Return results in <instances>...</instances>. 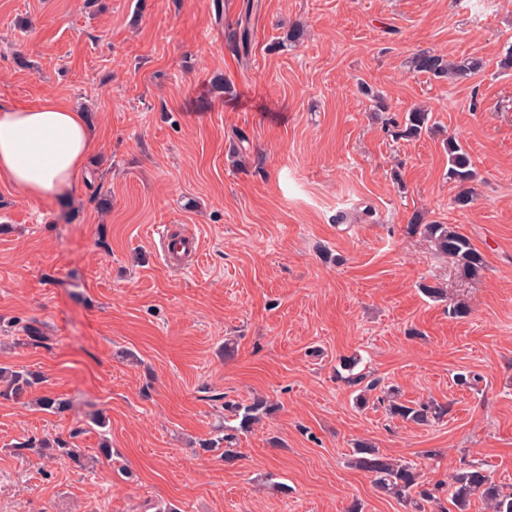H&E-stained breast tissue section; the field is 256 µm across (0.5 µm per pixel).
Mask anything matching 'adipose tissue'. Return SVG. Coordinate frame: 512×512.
I'll return each instance as SVG.
<instances>
[{
    "mask_svg": "<svg viewBox=\"0 0 512 512\" xmlns=\"http://www.w3.org/2000/svg\"><path fill=\"white\" fill-rule=\"evenodd\" d=\"M95 141L82 112L61 98L0 104V180L39 200L71 188Z\"/></svg>",
    "mask_w": 512,
    "mask_h": 512,
    "instance_id": "1",
    "label": "adipose tissue"
}]
</instances>
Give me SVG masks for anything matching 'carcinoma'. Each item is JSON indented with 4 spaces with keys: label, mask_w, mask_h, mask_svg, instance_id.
<instances>
[{
    "label": "carcinoma",
    "mask_w": 512,
    "mask_h": 512,
    "mask_svg": "<svg viewBox=\"0 0 512 512\" xmlns=\"http://www.w3.org/2000/svg\"><path fill=\"white\" fill-rule=\"evenodd\" d=\"M254 9V0H244L240 22L236 28L229 30L228 37L242 56H248L252 41L253 30L250 17ZM413 70L428 74L436 79H450L454 82L464 80L479 72L482 62L476 58H462L449 61L444 56L432 51H420L411 59ZM430 112L415 107L405 113L402 133L406 137H417L430 132ZM444 150L448 154V178L458 187L454 199L455 204L465 209L473 201V191L470 183L476 178L474 164L468 152L463 148L459 139L450 135L444 139ZM411 233L419 230L434 244L436 249L457 261L461 273L470 279L478 277L484 269V260L480 252L471 244L469 239L457 232L448 224H412L408 226ZM40 374L25 369L14 370L0 367V397L19 402L38 384ZM232 416L239 419L242 428H248L260 418V415L272 411L267 402L255 399L247 405H227ZM387 411L393 417L400 418L418 425H428L441 420L448 414V408L433 401L419 402L407 405L402 402L390 401ZM35 444L28 442L23 447ZM35 446L51 448L53 446L72 460L80 456V449L59 440L44 439ZM352 464L374 477L376 486L389 495H393L411 506V512H428L429 505L438 501L439 486H428L420 481L416 468L409 462H398L379 453L367 445H358ZM451 500L457 512H467L470 497L478 494L488 504L492 512H512V496L502 492L495 483L490 472L481 463H472L467 468L452 476L450 487Z\"/></svg>",
    "instance_id": "obj_1"
}]
</instances>
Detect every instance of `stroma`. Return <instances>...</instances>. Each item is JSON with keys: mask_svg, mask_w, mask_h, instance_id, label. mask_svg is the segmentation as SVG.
I'll list each match as a JSON object with an SVG mask.
<instances>
[{"mask_svg": "<svg viewBox=\"0 0 512 512\" xmlns=\"http://www.w3.org/2000/svg\"><path fill=\"white\" fill-rule=\"evenodd\" d=\"M242 3L0 0V103L64 98L96 142L62 196L0 181V365L44 377L0 398V512H408L351 465L360 442L433 484L483 462L512 493V0H259L244 60ZM294 23L303 42L274 50ZM420 50L483 68L437 80L410 70ZM415 106L441 134L402 136ZM446 133L478 171L465 209ZM415 219L466 236L480 278ZM159 224L195 230L196 266L163 263ZM347 356L447 415L357 405ZM256 397L275 409L233 461L205 447ZM44 438L81 461L26 445ZM254 9V0H244L242 7V16L236 23V28L228 32L230 43H232L243 57L248 56L250 44L252 41L253 30L250 26V17ZM387 411L391 417L413 422L418 425H428L441 420L447 413L448 408L433 401L419 402L407 405L395 400L389 401Z\"/></svg>", "mask_w": 512, "mask_h": 512, "instance_id": "35a3bbf8", "label": "stroma"}]
</instances>
